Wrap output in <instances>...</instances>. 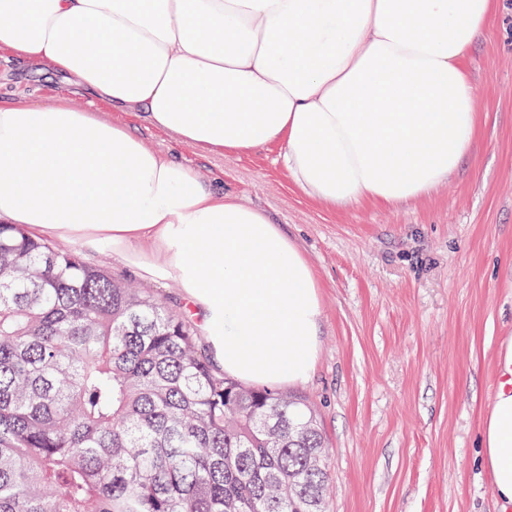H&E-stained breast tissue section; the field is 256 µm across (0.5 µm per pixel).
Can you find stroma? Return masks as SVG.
Returning a JSON list of instances; mask_svg holds the SVG:
<instances>
[{
	"label": "stroma",
	"mask_w": 512,
	"mask_h": 512,
	"mask_svg": "<svg viewBox=\"0 0 512 512\" xmlns=\"http://www.w3.org/2000/svg\"><path fill=\"white\" fill-rule=\"evenodd\" d=\"M478 142L429 198L331 209L276 149L227 157L175 143L64 76L0 58V102H66L131 125L264 209L319 283V356L290 392L314 406L333 476L327 512H502L481 464L480 419L512 337V0L475 45Z\"/></svg>",
	"instance_id": "35a3bbf8"
}]
</instances>
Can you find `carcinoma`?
Instances as JSON below:
<instances>
[{"label": "carcinoma", "instance_id": "1", "mask_svg": "<svg viewBox=\"0 0 512 512\" xmlns=\"http://www.w3.org/2000/svg\"><path fill=\"white\" fill-rule=\"evenodd\" d=\"M306 400L244 386L153 288L0 224V512H323Z\"/></svg>", "mask_w": 512, "mask_h": 512}]
</instances>
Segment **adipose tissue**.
Masks as SVG:
<instances>
[{
  "label": "adipose tissue",
  "instance_id": "ef3b65f1",
  "mask_svg": "<svg viewBox=\"0 0 512 512\" xmlns=\"http://www.w3.org/2000/svg\"><path fill=\"white\" fill-rule=\"evenodd\" d=\"M499 0H0V57L210 152L278 146L333 209L429 197L472 152L466 63ZM108 249L174 281L217 365L305 382L322 320L315 272L263 210L215 190L129 126L68 103L0 105V223ZM483 466L512 506V340L481 423Z\"/></svg>",
  "mask_w": 512,
  "mask_h": 512
}]
</instances>
